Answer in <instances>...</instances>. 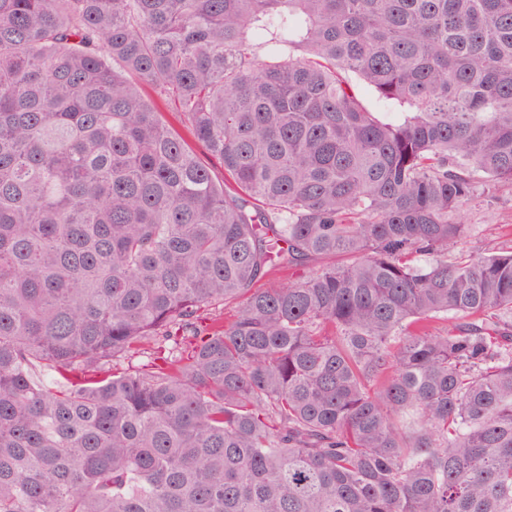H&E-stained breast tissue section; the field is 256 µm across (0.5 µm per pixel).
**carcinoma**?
<instances>
[{
    "mask_svg": "<svg viewBox=\"0 0 512 512\" xmlns=\"http://www.w3.org/2000/svg\"><path fill=\"white\" fill-rule=\"evenodd\" d=\"M503 186L512 0H0V512H512ZM498 196L500 201L482 198V202H477L470 208V224H476L474 241L486 249L511 246L512 244L511 194L508 190H502L498 192ZM505 225H509V227ZM502 227L503 229H501Z\"/></svg>",
    "mask_w": 512,
    "mask_h": 512,
    "instance_id": "cac0c4a2",
    "label": "carcinoma"
}]
</instances>
